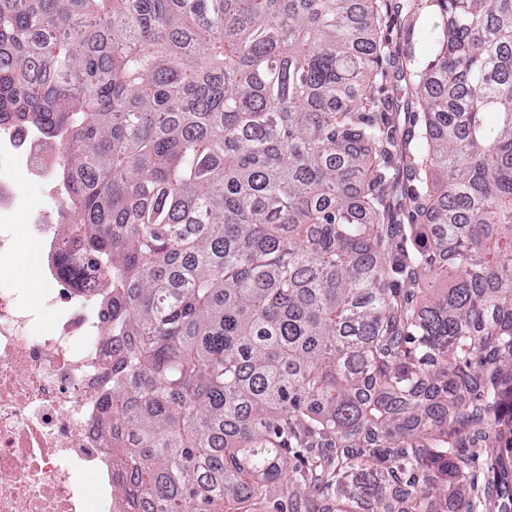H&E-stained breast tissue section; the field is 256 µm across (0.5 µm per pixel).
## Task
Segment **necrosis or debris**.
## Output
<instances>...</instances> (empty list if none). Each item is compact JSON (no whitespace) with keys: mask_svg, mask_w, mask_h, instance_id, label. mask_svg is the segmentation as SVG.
<instances>
[{"mask_svg":"<svg viewBox=\"0 0 512 512\" xmlns=\"http://www.w3.org/2000/svg\"><path fill=\"white\" fill-rule=\"evenodd\" d=\"M57 147L32 126L0 125V512H129L112 452V339L104 302L112 269L77 287L62 271L66 209L30 215L47 287L22 296L14 167L47 183Z\"/></svg>","mask_w":512,"mask_h":512,"instance_id":"4bbe7bcc","label":"necrosis or debris"}]
</instances>
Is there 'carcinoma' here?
<instances>
[{
  "label": "carcinoma",
  "mask_w": 512,
  "mask_h": 512,
  "mask_svg": "<svg viewBox=\"0 0 512 512\" xmlns=\"http://www.w3.org/2000/svg\"><path fill=\"white\" fill-rule=\"evenodd\" d=\"M0 0V124L112 266L134 512H475L512 403V0ZM413 31V41L417 53L424 61L433 60V33L432 20L427 15H422L417 21ZM411 31V33H412Z\"/></svg>",
  "instance_id": "carcinoma-1"
}]
</instances>
